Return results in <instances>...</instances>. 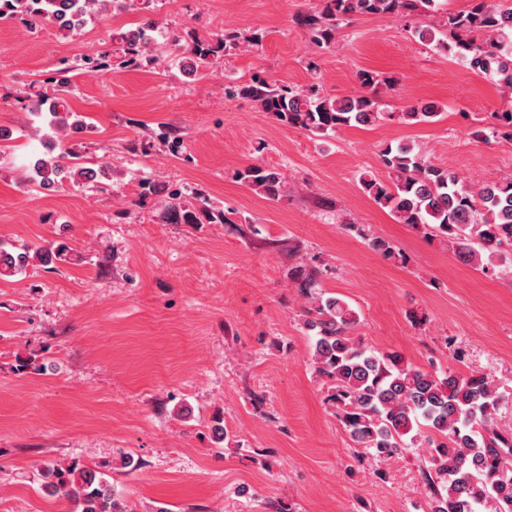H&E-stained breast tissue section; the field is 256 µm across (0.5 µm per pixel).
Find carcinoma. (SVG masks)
Listing matches in <instances>:
<instances>
[{"label": "carcinoma", "mask_w": 512, "mask_h": 512, "mask_svg": "<svg viewBox=\"0 0 512 512\" xmlns=\"http://www.w3.org/2000/svg\"><path fill=\"white\" fill-rule=\"evenodd\" d=\"M316 13L300 15L296 23L318 48H328L336 32L355 15H390L415 24L419 41L446 50L470 69L493 79L512 93V0H471L468 8L450 11L443 29L421 21L435 0H321ZM123 6V0H0V18L19 15L29 27L55 24L72 30L108 6ZM157 22L149 19L138 28L139 37L115 36L117 51L129 63L158 65L166 56L153 32ZM262 35L224 31L209 39L193 38L183 50L181 66L196 75L200 68L216 69L227 57L245 48L259 47ZM56 83L54 95L38 91L33 109L49 126L74 132L87 128L73 116L63 101L69 80ZM359 88L340 99L320 94L315 85L295 88L265 78L226 85L225 95L252 101L285 125L313 135L326 136L343 127L372 125L397 119L413 124L435 116L410 107L397 114L380 111L377 89L394 86L395 80L368 70L358 72ZM504 131L482 130L472 136L484 141L503 135L512 139V112L494 114ZM157 138L179 152L182 136L177 127L163 125ZM382 161L390 182L360 177L363 190L401 224L419 228L430 236L444 238L463 260L486 271L505 248H512V176L474 190L461 177L425 160L410 145L398 143L383 149ZM75 162L65 141L35 158L28 180L38 186L62 181L79 183L106 172ZM237 178L270 201L288 194L285 176L275 169L252 164ZM139 197H156L158 220L165 224H228L224 210L209 196L196 193V204L186 203L179 190H169L151 181L139 184ZM69 247L40 246L10 252L0 246V276H15L26 270L31 257L49 265L66 259ZM320 268L297 266L292 272L300 292L311 299L304 310L303 325L314 337L312 366L328 385L326 402L336 408V417L348 429L357 447L380 462L410 447L422 449L430 465L425 471L431 488L430 512H512V431L501 428L496 415L512 397L492 376L423 370L398 353H376L362 346L352 331L357 313L336 297H318ZM43 491L73 505L70 512H128L116 498L101 472L70 464L45 469Z\"/></svg>", "instance_id": "carcinoma-1"}]
</instances>
